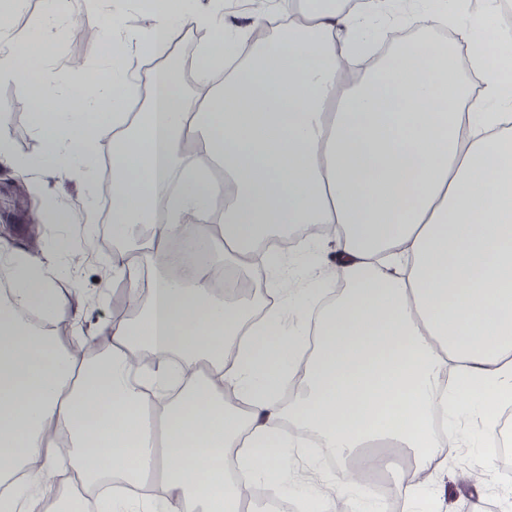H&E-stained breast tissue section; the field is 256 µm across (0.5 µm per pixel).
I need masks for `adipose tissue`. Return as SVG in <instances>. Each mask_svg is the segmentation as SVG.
I'll use <instances>...</instances> for the list:
<instances>
[{
	"label": "adipose tissue",
	"instance_id": "ef3b65f1",
	"mask_svg": "<svg viewBox=\"0 0 512 512\" xmlns=\"http://www.w3.org/2000/svg\"><path fill=\"white\" fill-rule=\"evenodd\" d=\"M500 8L416 0L405 18L418 36L393 42L346 84L342 74L372 51L361 28L387 35L394 25L378 0L347 11L276 0L242 23L151 0L143 31L125 27L122 7L107 17L86 0L87 19H107L162 62L176 51V27L211 33L197 82L220 71L223 83L189 94L162 65L156 94L133 115L134 77L120 69L81 77L72 105L58 106L52 91L71 73L31 81L6 61L13 42L1 26L0 75L36 100L38 165L90 169L91 146L111 138L113 237L136 224L149 234L139 265L126 269L130 304L147 305L104 325L107 347L92 357L60 351L51 331L24 318L53 317L64 301L40 257L0 248L11 272L0 300V483L65 460L103 512H244V481L287 486L284 462L308 457L307 435L340 466L359 454L380 465L363 450L386 439L425 474L398 486L404 512H414L448 467L463 413L478 414L495 447L512 405V34L499 30ZM191 142L224 169V211L206 234L223 240L225 269L279 272L271 232L326 224L336 229L333 278L344 284L336 298L321 280L306 291L274 280L258 315L217 293L210 268L183 281L165 272L187 217L213 210ZM144 266L153 272L145 293ZM287 303L315 326V350L289 328ZM144 353L157 367L134 373L130 360ZM299 374L302 392L283 405ZM334 485L336 496L304 498V512H336L340 502L385 512L350 474ZM0 512L71 508L26 485L0 494Z\"/></svg>",
	"mask_w": 512,
	"mask_h": 512
}]
</instances>
